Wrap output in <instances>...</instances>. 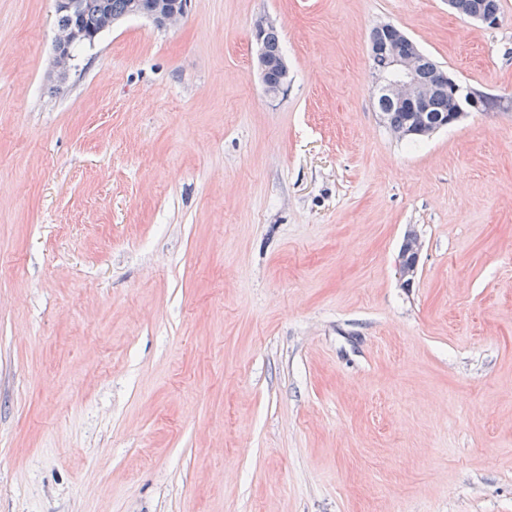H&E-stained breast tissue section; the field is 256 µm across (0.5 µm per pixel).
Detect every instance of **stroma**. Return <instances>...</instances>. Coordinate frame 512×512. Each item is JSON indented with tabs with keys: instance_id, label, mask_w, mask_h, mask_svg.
Instances as JSON below:
<instances>
[{
	"instance_id": "35a3bbf8",
	"label": "stroma",
	"mask_w": 512,
	"mask_h": 512,
	"mask_svg": "<svg viewBox=\"0 0 512 512\" xmlns=\"http://www.w3.org/2000/svg\"><path fill=\"white\" fill-rule=\"evenodd\" d=\"M500 4L189 0L61 81L53 0H0V512H512ZM381 24L502 110L397 139ZM455 9L465 16L474 12H482L494 16L500 20L499 0H456ZM271 23L267 21L266 19H260L258 20L254 25V36L255 40L258 46V53H257V62H258V68L261 74L262 82L264 85V91L267 96L270 98H278L280 96H285L288 93V89L290 86V80H289V71L288 66L284 60L283 57H281V49H280V41H279V35L277 33V30L275 27H271L267 32L266 29L268 26H270ZM266 34V35H265ZM264 37L266 39V46H267V52L265 48V41ZM280 57V60L277 62L278 58ZM270 59L277 63V66L281 72V78L280 83L278 84V71L277 66L272 67V63ZM271 68V73L268 76L269 70ZM267 78L268 83L270 86H276L275 90H269L267 86ZM422 242L420 238L416 235L405 236V239L400 248V256H399V265H398V274L400 279L410 281L416 275L417 265L419 254L422 250ZM405 250H412L414 259L410 262H406V258L408 256V252H404Z\"/></svg>"
}]
</instances>
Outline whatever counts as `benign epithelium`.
Masks as SVG:
<instances>
[{"label":"benign epithelium","mask_w":512,"mask_h":512,"mask_svg":"<svg viewBox=\"0 0 512 512\" xmlns=\"http://www.w3.org/2000/svg\"><path fill=\"white\" fill-rule=\"evenodd\" d=\"M80 4L78 0H54V12L67 13L73 21L66 26L56 28L54 36V55L52 67L58 78L66 77L71 68L73 55L72 47L85 40L84 31L78 17ZM187 0H129L127 16L143 17L152 21L158 27H171L178 24L184 17ZM270 22L258 20L254 25V36L258 46L257 62L262 81H267L272 67L265 48L264 37ZM408 38L396 31L395 37L383 42H376L372 49L386 55L390 61V70L378 75L380 91L396 105L406 108L413 113L411 124L404 128L393 130L400 140L413 137L429 136L441 129L458 122L466 113L480 108L487 95L462 86L453 76L442 69H437L436 81L423 84L417 78V72L422 60L419 50L411 53L404 51V43ZM281 72L280 83L274 90H265L267 96L278 98L288 93L290 86L289 71L285 60L277 62ZM438 92H445L455 102L451 116L441 122L431 119V98ZM413 251V260L408 262V251ZM422 242L415 235H406L400 248L398 274L400 279L410 281L416 275Z\"/></svg>","instance_id":"benign-epithelium-1"}]
</instances>
